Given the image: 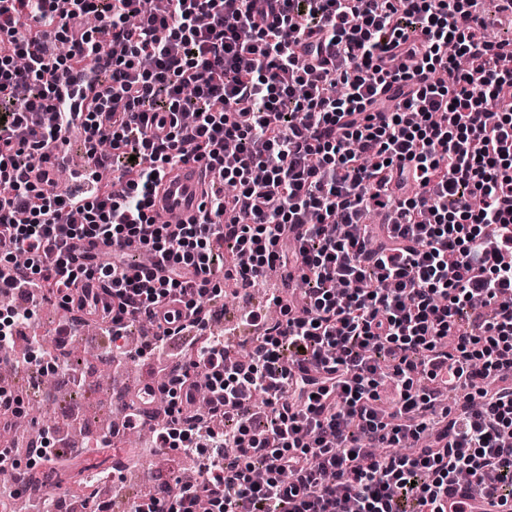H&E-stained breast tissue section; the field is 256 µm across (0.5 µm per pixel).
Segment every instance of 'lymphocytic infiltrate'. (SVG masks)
Listing matches in <instances>:
<instances>
[{
	"instance_id": "f902f5d3",
	"label": "lymphocytic infiltrate",
	"mask_w": 512,
	"mask_h": 512,
	"mask_svg": "<svg viewBox=\"0 0 512 512\" xmlns=\"http://www.w3.org/2000/svg\"><path fill=\"white\" fill-rule=\"evenodd\" d=\"M510 55L476 0H0V293L103 286L126 336L174 296L203 325L226 269L305 285L173 369L155 444L201 478L150 512H438L465 476L512 501ZM77 121L92 194L31 181ZM188 158L235 190L157 223L155 178ZM207 373L220 432L179 402Z\"/></svg>"
}]
</instances>
